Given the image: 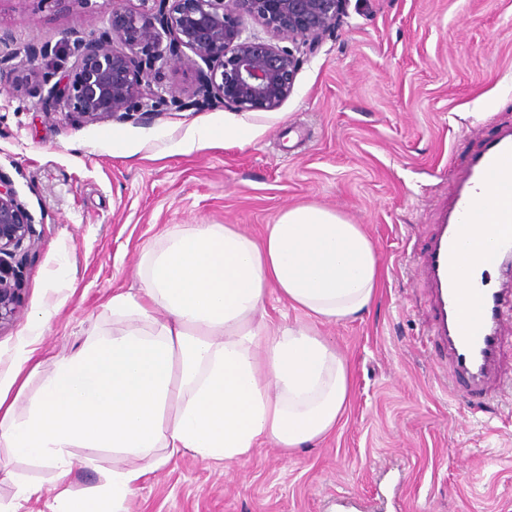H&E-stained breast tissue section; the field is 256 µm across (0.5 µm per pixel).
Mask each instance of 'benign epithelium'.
<instances>
[{"mask_svg":"<svg viewBox=\"0 0 512 512\" xmlns=\"http://www.w3.org/2000/svg\"><path fill=\"white\" fill-rule=\"evenodd\" d=\"M125 2L112 0L108 29L76 35L63 46L47 40L13 49L5 59L22 54L30 71L16 78L0 70V96H16L33 78L47 84L49 76L39 74L37 62L65 50L75 63L47 91L64 118L148 123L159 116L149 107L153 78L160 65L187 48L203 65L195 68V87L170 101L175 109L224 105L239 112L273 111L293 92L301 54L336 30L346 5V0H143L151 6L137 12ZM246 17L259 20L280 44L247 32ZM38 239L34 217L13 181L0 172V328L17 317L24 270Z\"/></svg>","mask_w":512,"mask_h":512,"instance_id":"obj_1","label":"benign epithelium"}]
</instances>
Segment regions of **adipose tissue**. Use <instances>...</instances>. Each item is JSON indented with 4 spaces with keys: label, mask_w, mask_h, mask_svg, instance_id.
Segmentation results:
<instances>
[{
    "label": "adipose tissue",
    "mask_w": 512,
    "mask_h": 512,
    "mask_svg": "<svg viewBox=\"0 0 512 512\" xmlns=\"http://www.w3.org/2000/svg\"><path fill=\"white\" fill-rule=\"evenodd\" d=\"M139 278L138 292L113 294L110 330L47 371L21 351L0 378V447L54 470L63 512H125L145 470L178 456L239 461L265 441L288 453L335 430L349 370L312 325L374 303L381 268L362 225L317 205L288 208L258 240L234 224H188L144 255ZM272 293L309 324L268 323ZM15 388L30 393L25 411ZM75 448L146 466L113 468L75 501Z\"/></svg>",
    "instance_id": "obj_1"
}]
</instances>
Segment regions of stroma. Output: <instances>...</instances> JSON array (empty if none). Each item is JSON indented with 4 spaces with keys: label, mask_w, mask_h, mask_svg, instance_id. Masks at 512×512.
Instances as JSON below:
<instances>
[{
    "label": "stroma",
    "mask_w": 512,
    "mask_h": 512,
    "mask_svg": "<svg viewBox=\"0 0 512 512\" xmlns=\"http://www.w3.org/2000/svg\"><path fill=\"white\" fill-rule=\"evenodd\" d=\"M111 0H0L16 45L107 27ZM190 58L153 81L146 124L66 122L46 86L0 98V171L37 221L19 315L0 328V371L23 345L50 368L112 326V294L139 284L142 255L181 224H235L254 238L288 207L314 204L365 228L382 266L369 312L318 324L350 368L342 421L284 454L264 442L239 462L186 455L147 472L128 512H512V328L486 392L452 378L420 272L460 173L512 129V0H347L333 36L304 55L271 112L170 107L191 89ZM225 129L194 147L198 126ZM120 147H113V136ZM49 319L31 338L35 311ZM73 490L139 459L72 451ZM0 506L57 512L46 466L0 447Z\"/></svg>",
    "instance_id": "obj_1"
}]
</instances>
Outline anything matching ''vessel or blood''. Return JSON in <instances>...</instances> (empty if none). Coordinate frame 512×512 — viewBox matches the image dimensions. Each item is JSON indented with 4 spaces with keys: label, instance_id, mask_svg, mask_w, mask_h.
<instances>
[{
    "label": "vessel or blood",
    "instance_id": "b4317fda",
    "mask_svg": "<svg viewBox=\"0 0 512 512\" xmlns=\"http://www.w3.org/2000/svg\"><path fill=\"white\" fill-rule=\"evenodd\" d=\"M485 193L493 203L482 209L477 200ZM483 224L488 232H480ZM471 245L481 246L494 266L512 254V133L500 135L475 155L421 263L448 363L466 391L476 394L485 391L503 344L507 291L464 285L462 255Z\"/></svg>",
    "mask_w": 512,
    "mask_h": 512
}]
</instances>
